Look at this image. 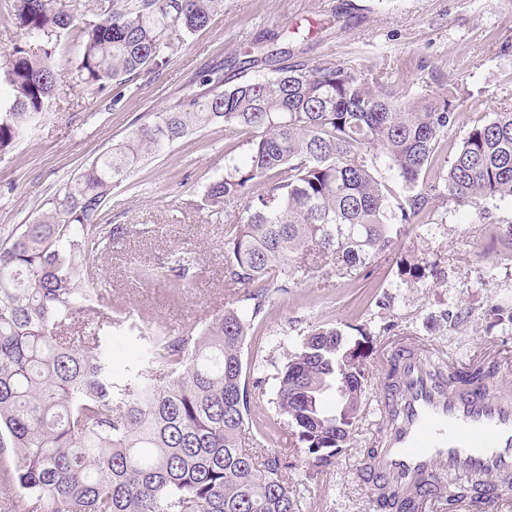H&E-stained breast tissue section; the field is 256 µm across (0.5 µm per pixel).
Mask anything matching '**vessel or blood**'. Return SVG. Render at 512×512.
<instances>
[{
    "mask_svg": "<svg viewBox=\"0 0 512 512\" xmlns=\"http://www.w3.org/2000/svg\"><path fill=\"white\" fill-rule=\"evenodd\" d=\"M385 364L395 374L378 401L370 486L410 496L426 483L450 492L464 478L459 512H499L512 498V382L493 371L445 382L422 344L395 347Z\"/></svg>",
    "mask_w": 512,
    "mask_h": 512,
    "instance_id": "b4317fda",
    "label": "vessel or blood"
}]
</instances>
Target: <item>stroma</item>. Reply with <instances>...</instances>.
<instances>
[{
	"instance_id": "stroma-1",
	"label": "stroma",
	"mask_w": 512,
	"mask_h": 512,
	"mask_svg": "<svg viewBox=\"0 0 512 512\" xmlns=\"http://www.w3.org/2000/svg\"><path fill=\"white\" fill-rule=\"evenodd\" d=\"M300 26L313 32L297 40L292 63L367 65L381 71L386 83L418 92L451 83L465 88L459 120L441 139L443 154L454 153L473 119L512 106V0H224L223 11L203 30L169 27L177 47L169 63L122 86L116 104L80 88L78 39L71 35L63 40L67 59L57 67V92L47 112L0 154V227L32 222L49 196L122 141L146 113L198 90L202 72L222 67L229 86L271 76L270 67L244 70L240 63L256 38H289ZM247 150L243 136L211 126L149 156L113 187L101 221L127 224L134 232L108 250L82 253L81 260L103 272L113 303L129 315L130 329L103 338L114 370L144 357V336L154 325L184 332L223 311L224 226L243 203L227 202L218 218L198 205L223 171L225 154L241 158ZM430 212L431 223L410 225L392 256L370 272L333 279L328 288L305 280L277 296L263 333L244 347L252 373L264 380L251 392L252 409L277 420V432L264 446L289 453L285 476L303 512H378L360 466L380 426L382 373L374 364L386 348L401 340L421 342L447 365L491 362L512 379V243L501 236L502 227L512 224V201L490 203L480 214L437 199ZM181 251L194 253L205 271L191 288L176 292L163 279L138 283L140 265L168 266ZM417 256L442 261L444 279L404 284L398 265ZM348 322L365 325L373 339L364 414L351 445L318 470L291 447L288 424L276 417L269 377L310 327Z\"/></svg>"
}]
</instances>
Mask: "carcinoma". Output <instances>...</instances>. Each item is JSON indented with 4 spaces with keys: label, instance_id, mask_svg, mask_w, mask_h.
Masks as SVG:
<instances>
[{
    "label": "carcinoma",
    "instance_id": "1",
    "mask_svg": "<svg viewBox=\"0 0 512 512\" xmlns=\"http://www.w3.org/2000/svg\"><path fill=\"white\" fill-rule=\"evenodd\" d=\"M224 0H97L79 29L78 81L101 94L165 66L178 24L208 26ZM68 0H12L18 39L0 51L11 88L0 100V153L47 110L61 37L75 27ZM43 41L37 54L22 39ZM292 54L273 42L245 64ZM275 75L224 86L151 112L111 152L46 200L29 224L0 230V501L9 512H302L284 471L261 448L275 424L251 414L243 364L246 337L263 331L267 307L313 267L352 276L394 251L407 224L431 201L485 209L512 200V110L473 121L452 157L441 137L459 118L461 89L420 94L394 88L368 68L321 62L280 66ZM215 125L246 137L247 157H224L204 205L219 217L244 203L224 230V286L231 301L201 329L151 332L145 360L113 374L102 335L123 326L98 270L78 260L132 233L101 224L112 187L145 158ZM393 173L396 186L380 177ZM172 287L189 288L203 269L178 260ZM410 282L437 281L439 262L404 265ZM370 333L359 325L318 326L276 368L274 405L295 446L316 466L350 442L361 419ZM336 392L329 411L323 395ZM381 512H417L386 487Z\"/></svg>",
    "mask_w": 512,
    "mask_h": 512
}]
</instances>
